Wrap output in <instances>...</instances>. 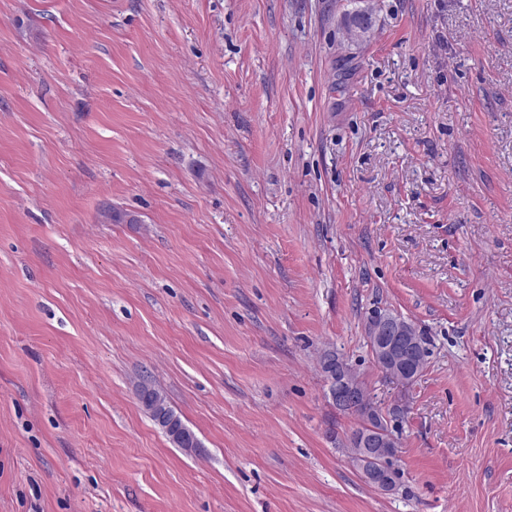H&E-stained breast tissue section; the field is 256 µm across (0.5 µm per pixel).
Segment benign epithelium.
<instances>
[{
  "label": "benign epithelium",
  "instance_id": "obj_1",
  "mask_svg": "<svg viewBox=\"0 0 512 512\" xmlns=\"http://www.w3.org/2000/svg\"><path fill=\"white\" fill-rule=\"evenodd\" d=\"M375 352L374 361L384 373L408 375L418 353V337L414 328L398 317L384 316L371 327ZM329 396L336 409L344 413H354L366 400L359 386L352 382L347 373L342 372L331 379ZM359 447L363 448L364 458L371 460L382 452V442L375 434L364 432L357 437Z\"/></svg>",
  "mask_w": 512,
  "mask_h": 512
}]
</instances>
